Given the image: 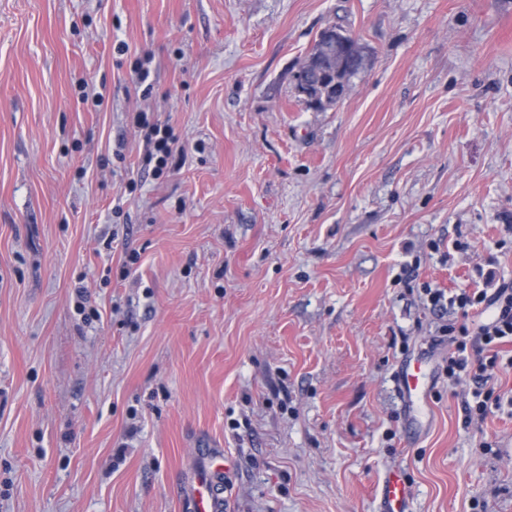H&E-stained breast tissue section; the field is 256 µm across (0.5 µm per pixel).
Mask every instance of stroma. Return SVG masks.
<instances>
[{
    "instance_id": "stroma-1",
    "label": "stroma",
    "mask_w": 512,
    "mask_h": 512,
    "mask_svg": "<svg viewBox=\"0 0 512 512\" xmlns=\"http://www.w3.org/2000/svg\"><path fill=\"white\" fill-rule=\"evenodd\" d=\"M333 24L365 62L317 110L294 75ZM491 280L512 0H0V512H191L213 448L227 512H377L395 468L410 512H512V415L465 422L422 302ZM136 123L144 131L143 141L147 160L154 161V171L158 176H163L170 171V165L175 155L182 157L184 150L177 146V138L172 134L167 125L158 122L151 123L144 112L136 117ZM400 381L402 391L409 403V413L412 419L415 403H423L428 392L426 370L420 363L409 362L406 367L401 369Z\"/></svg>"
}]
</instances>
